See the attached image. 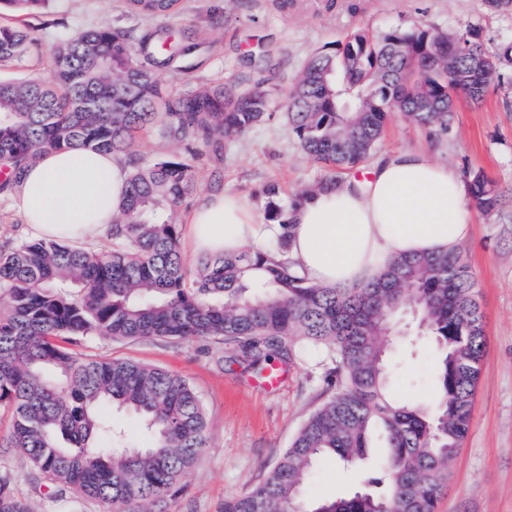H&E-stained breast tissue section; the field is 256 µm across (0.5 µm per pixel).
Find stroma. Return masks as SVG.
<instances>
[{
    "instance_id": "1",
    "label": "stroma",
    "mask_w": 512,
    "mask_h": 512,
    "mask_svg": "<svg viewBox=\"0 0 512 512\" xmlns=\"http://www.w3.org/2000/svg\"><path fill=\"white\" fill-rule=\"evenodd\" d=\"M182 3L181 13L166 24L177 37L192 30L202 46L189 57L187 68L159 72L168 90L179 93L199 82L229 80L246 72L250 57L267 51L276 62L265 84L272 100L269 118L225 142L221 154L199 146L194 163L200 180L182 204L186 210L217 185L247 197L262 214L268 184H277L287 197L330 175V168L302 152L283 103L308 55L332 47L348 33L366 28L382 34L419 23L458 33L474 25L489 48L512 43V8L497 10L488 0H294L285 13L268 0H253L246 10L229 0ZM0 21L22 25L36 39L21 62L0 69V78L27 76L46 84L54 79V51L67 35L103 23L140 32L156 26L131 14L125 0H47L28 14L5 6ZM402 150L423 152L464 177L483 171L503 190L512 189V64L494 76L481 105L456 104L452 126L441 141H431L424 130L392 115L378 153ZM470 221L463 250L478 282L487 342L470 431L448 471V489L437 512H512V222H495L475 211ZM74 350L162 368L187 379L201 397L207 446L185 477L183 491L168 499L167 512H222L225 498L261 484L309 415L334 392L311 357L289 365L277 388L265 389L255 371L233 363L235 346L220 338L187 343L96 337ZM389 367L392 398L420 406L433 403L432 344L412 314L399 321ZM1 468L16 472L13 493L33 512L106 510L77 491H58L16 451L0 452ZM368 477V467L345 468L325 457L315 464L304 495L344 497L363 488Z\"/></svg>"
}]
</instances>
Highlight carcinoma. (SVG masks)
<instances>
[{
  "label": "carcinoma",
  "mask_w": 512,
  "mask_h": 512,
  "mask_svg": "<svg viewBox=\"0 0 512 512\" xmlns=\"http://www.w3.org/2000/svg\"><path fill=\"white\" fill-rule=\"evenodd\" d=\"M178 0H126L128 11L159 18ZM34 45L28 30L0 24V67ZM195 44L159 27L139 37L100 25L63 41L55 81L0 80V163L16 175L51 149L109 151L129 166L112 248L92 251L58 240L25 241L0 251V408L10 412L6 447L22 454L60 489L142 512L175 495L206 447L203 405L190 383L168 371L119 358H80L70 346L113 340L237 344V359L261 371L313 352L331 364L336 392L303 424L265 481L224 499V512H436L448 467L466 438L486 347L475 275L462 251L400 257L372 282L316 285L290 254L291 211L334 176L287 200L266 189L267 220L282 233L261 250L205 256L194 272L180 251L175 214L197 186L196 167L177 156L144 162L136 137L156 126L192 149L223 147L268 116L264 82L242 75L177 96L157 70ZM509 48L490 50L481 29L450 34L418 24L380 36L358 30L309 56L287 103L302 151L331 169L361 164L381 146L390 115L404 114L436 138L448 135L456 93L480 104ZM471 204L494 218L512 201L483 172L465 182ZM425 320L436 349L438 395L424 410L389 399L386 355L392 319L407 307ZM117 406L152 431L147 448L113 444L102 408ZM379 425L388 452L368 480L371 491L306 505L300 499L314 461L364 458ZM0 469V512H32Z\"/></svg>",
  "instance_id": "1"
}]
</instances>
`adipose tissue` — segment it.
<instances>
[{"label":"adipose tissue","mask_w":512,"mask_h":512,"mask_svg":"<svg viewBox=\"0 0 512 512\" xmlns=\"http://www.w3.org/2000/svg\"><path fill=\"white\" fill-rule=\"evenodd\" d=\"M370 179H348L302 200L292 213L291 254L325 286L358 285L388 260L457 249L470 225L465 187L455 169L416 151L386 155ZM128 167L109 152L46 150L19 173L12 194L24 224L42 239L95 241L112 232L127 193ZM193 253L221 256L260 248L280 225L252 203L219 189L185 215Z\"/></svg>","instance_id":"ef3b65f1"}]
</instances>
